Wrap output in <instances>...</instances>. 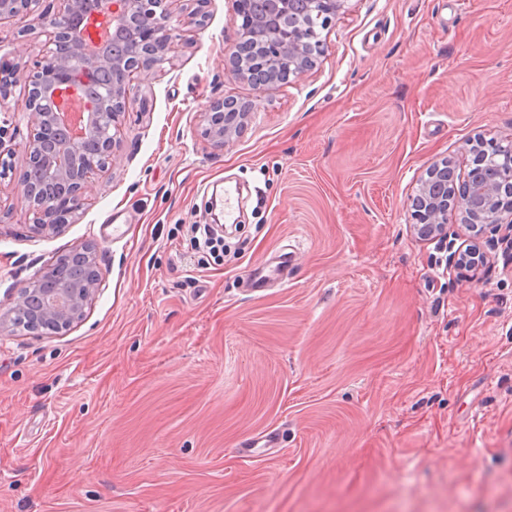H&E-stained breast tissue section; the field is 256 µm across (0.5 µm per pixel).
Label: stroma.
I'll return each instance as SVG.
<instances>
[{
  "label": "stroma",
  "mask_w": 512,
  "mask_h": 512,
  "mask_svg": "<svg viewBox=\"0 0 512 512\" xmlns=\"http://www.w3.org/2000/svg\"><path fill=\"white\" fill-rule=\"evenodd\" d=\"M206 11L47 237L18 191L46 37L0 22V303L89 243L103 281L68 330L0 325V512H512V249L456 216L420 239L409 209L434 162L512 144V0H347L316 66L263 92L224 69L229 0ZM227 96L254 112L217 151ZM227 194L233 248L200 261L193 227ZM475 243L483 266L458 268Z\"/></svg>",
  "instance_id": "stroma-1"
}]
</instances>
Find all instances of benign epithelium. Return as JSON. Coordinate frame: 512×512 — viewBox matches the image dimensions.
<instances>
[{"instance_id": "obj_1", "label": "benign epithelium", "mask_w": 512, "mask_h": 512, "mask_svg": "<svg viewBox=\"0 0 512 512\" xmlns=\"http://www.w3.org/2000/svg\"><path fill=\"white\" fill-rule=\"evenodd\" d=\"M41 0H0V21L14 18H35L39 27L48 30L51 48L36 61L28 83L25 102L30 134L23 142L26 172L44 174L57 181L61 188L51 198L38 193L29 181L20 193L34 215L31 233L49 236L62 231L68 216L76 211L91 189V175L114 160L119 147L117 132L125 116V105L131 83L140 75L160 68L173 38L174 14L187 24L202 22L200 7L187 10L177 7L179 0H96L94 16L110 19L112 31L122 33L132 19L142 21L136 46L122 56L110 53L105 36L94 26L83 25L84 0H62L63 8L50 19L39 11ZM308 9L325 18L329 24L345 7V0H305ZM235 17L242 18L236 38L224 47V61L231 76L252 83L262 92L272 85L298 81L312 69L322 49L319 33L307 26L277 25L264 28L265 20L252 22L245 18L244 0H233ZM62 38L69 40L75 53L92 65L112 67V98L117 106L107 113L91 108L78 112L63 109L76 96L72 85L74 69L70 59L55 46ZM253 105L232 97L213 103L207 114L204 137L216 150L239 136ZM494 169L490 179L472 180L448 177V160L432 164L418 182L409 199L414 229L427 239L446 233L448 215L457 214L472 228L512 224V201L501 198L505 187L512 188V147L494 145L489 150H473L470 168ZM96 247L87 245L78 252L87 274L71 279L60 288V264L48 263L37 275L19 289L12 305L0 314V323L11 321L37 332L46 325L59 333L81 321L85 309L98 292L101 282L96 270Z\"/></svg>"}]
</instances>
